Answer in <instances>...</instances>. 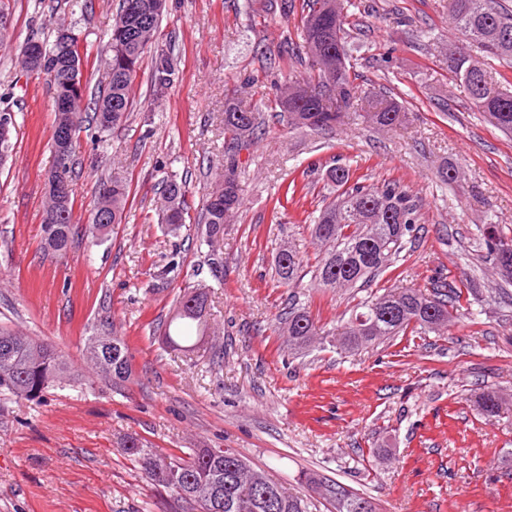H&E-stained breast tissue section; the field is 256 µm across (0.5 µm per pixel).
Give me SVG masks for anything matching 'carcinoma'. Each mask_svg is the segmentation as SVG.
Returning a JSON list of instances; mask_svg holds the SVG:
<instances>
[{"mask_svg":"<svg viewBox=\"0 0 512 512\" xmlns=\"http://www.w3.org/2000/svg\"><path fill=\"white\" fill-rule=\"evenodd\" d=\"M164 10L158 0H120L121 25H113L106 49V84L94 93L90 105L81 109L82 97L74 96L59 79L64 70L65 54L59 38L53 42L34 34L28 41L35 44L39 56L22 59L27 74L44 76L53 89L55 118L71 120V140L59 148L61 176L72 182L77 176L73 164L79 132L93 123L102 131L126 121L132 112V83L140 70L146 45L155 39ZM448 14L463 39L448 47V73L464 85L470 109L489 117L502 131L512 135V91L501 87L488 69L486 60L512 58V12L498 8L496 0H448ZM299 50L312 59V72L289 82L286 90L276 94L279 117L295 129L329 130L341 123L356 101L360 86L355 84L350 64L353 55L343 23L341 0H303ZM482 53L475 59L471 46ZM173 59L168 55L155 58L153 78L160 85L171 83ZM363 118L378 127L388 128L401 120V106L387 102L374 107ZM261 134L257 113L242 101L229 98L224 104V138L227 139L224 176L220 184L207 193L201 218L202 242L209 247V260L219 263L217 246L224 241V229L240 209L241 187L236 154L249 148ZM327 185L339 192L337 199L324 203L312 215L310 234L321 253L312 265L311 281L315 288H353L397 269L400 255L416 239L419 202L399 184L388 181L365 186L352 181L350 166L338 160L325 171ZM110 188L109 196L94 202L112 206V223L118 224L129 198L128 186L119 181L101 183ZM186 183L164 178L157 184L158 216L171 235H176L191 219L186 202ZM64 216L55 224L43 225V250L51 255L68 252L76 224L74 199L63 209ZM482 236L481 259L495 269L501 282L512 284V237L488 218L479 229ZM288 256L276 253L274 270L278 281L301 287L303 258L294 245ZM431 288H385L383 293L356 304L341 331L333 333L303 308H293L282 319L279 332L288 337V347L303 350L315 343H328L352 353L377 347L399 336H426L448 325L451 310L461 301L482 307L497 300L498 288H483L472 277L459 281L435 278ZM209 289L199 284L177 298L175 314L166 324L163 343L172 348L190 349L191 336L171 331L172 323L206 325ZM109 355L96 357L86 351L87 360L96 373L114 385L129 380L130 354L126 339L117 332L107 334ZM0 393L16 399L30 400L61 382L70 374L67 357L45 341L1 330ZM480 415L488 422L502 414L503 403L492 388L473 393ZM122 448L152 485L163 488L193 512H215L212 494L220 487L223 512H312L315 504L306 496L288 494L266 474L253 468L232 448H195L185 456H161L141 439L128 436ZM303 482L318 489L336 512H375L373 502L337 484H321L307 475Z\"/></svg>","mask_w":512,"mask_h":512,"instance_id":"1","label":"carcinoma"}]
</instances>
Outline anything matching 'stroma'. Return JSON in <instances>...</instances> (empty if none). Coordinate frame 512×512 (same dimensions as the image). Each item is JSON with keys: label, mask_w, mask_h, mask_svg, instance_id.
<instances>
[{"label": "stroma", "mask_w": 512, "mask_h": 512, "mask_svg": "<svg viewBox=\"0 0 512 512\" xmlns=\"http://www.w3.org/2000/svg\"><path fill=\"white\" fill-rule=\"evenodd\" d=\"M347 29L358 48L357 82L369 99L402 103L388 131L357 119L320 132L293 131L267 108L288 76L302 72L284 50L297 13L243 0H167L149 55L169 53L175 75L154 88L149 67L133 81L134 110L106 132L83 129L72 184L75 222L85 226L99 185L118 180L130 197L103 242L78 233L65 258L42 249L46 177L55 112L51 88L22 72L15 52L31 34L68 28L87 44L86 91L104 77L102 53L118 0L72 12L67 0H9L13 47L0 48V110L10 109L14 149L0 163V327L62 350L74 377L40 399L0 396V512H177L125 454L135 435L160 454L233 448L288 488L313 496L302 473L369 497L376 512H512V306L454 311L444 336L400 337L350 355L327 346L293 351L278 322L293 303L322 324L348 318L370 291L428 287L431 279H499L480 259L479 228L496 215L512 236V135L469 108L441 48L456 40L448 0H360ZM263 112L264 130L238 157L242 206L212 270L196 222L224 167V101ZM367 184L395 181L421 203L420 231L392 280L333 292L278 282L275 254L294 242L315 255L306 216L328 189L333 157ZM462 177L446 185L448 163ZM187 182L192 221L177 236L158 222L163 174ZM298 187L285 200L289 184ZM211 297L209 335L195 351L160 337L185 287ZM116 329L132 376L113 388L84 358L92 329ZM224 360L212 362L213 344ZM497 390L507 415L488 422L472 388Z\"/></svg>", "instance_id": "35a3bbf8"}]
</instances>
